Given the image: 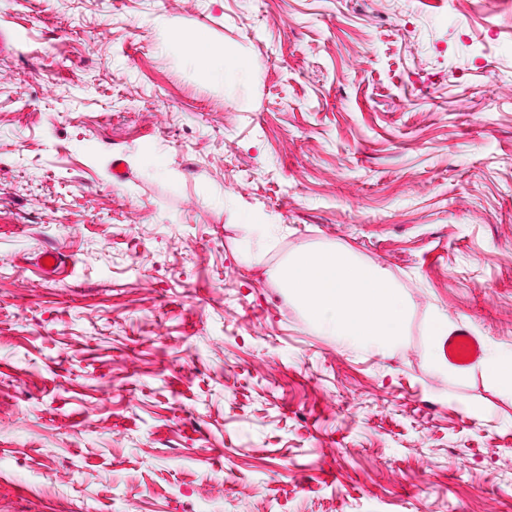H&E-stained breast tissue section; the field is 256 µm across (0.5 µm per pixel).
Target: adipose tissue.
I'll return each mask as SVG.
<instances>
[{
  "instance_id": "adipose-tissue-1",
  "label": "adipose tissue",
  "mask_w": 512,
  "mask_h": 512,
  "mask_svg": "<svg viewBox=\"0 0 512 512\" xmlns=\"http://www.w3.org/2000/svg\"><path fill=\"white\" fill-rule=\"evenodd\" d=\"M165 40L189 56L209 79L223 81L227 58L223 46L203 34H187L174 23L166 25ZM281 230V225L249 217L239 227L244 261L260 263L277 245ZM272 275L304 308L309 324L335 337L340 346L366 353L390 351L403 343L408 302L384 269L359 262L345 249L328 246L289 256ZM455 329L454 321L441 311L434 313L428 328L430 365L451 377L460 371L446 363L442 344ZM477 367L500 393L512 397L511 345L486 343Z\"/></svg>"
}]
</instances>
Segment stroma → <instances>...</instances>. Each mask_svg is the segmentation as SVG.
<instances>
[{"label":"stroma","mask_w":512,"mask_h":512,"mask_svg":"<svg viewBox=\"0 0 512 512\" xmlns=\"http://www.w3.org/2000/svg\"><path fill=\"white\" fill-rule=\"evenodd\" d=\"M0 28V512H512V399L426 358L436 308L512 344V9L0 0ZM251 212L288 228L253 267ZM324 245L403 289L401 347L341 348L271 279ZM165 40L189 56L209 79L224 81V65L228 54L223 45L211 42L201 33L189 35L175 23L165 26Z\"/></svg>","instance_id":"stroma-1"}]
</instances>
